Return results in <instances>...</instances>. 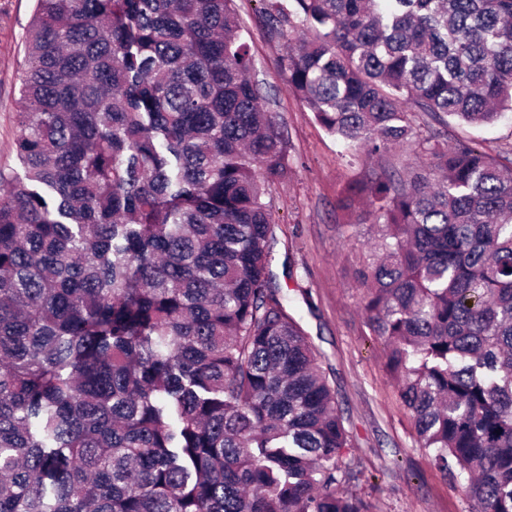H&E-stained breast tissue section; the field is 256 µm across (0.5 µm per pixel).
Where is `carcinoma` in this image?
I'll list each match as a JSON object with an SVG mask.
<instances>
[{
    "instance_id": "carcinoma-1",
    "label": "carcinoma",
    "mask_w": 512,
    "mask_h": 512,
    "mask_svg": "<svg viewBox=\"0 0 512 512\" xmlns=\"http://www.w3.org/2000/svg\"><path fill=\"white\" fill-rule=\"evenodd\" d=\"M236 0H34L0 171V512H370L271 286L286 146ZM288 85L367 157L365 311L433 466L512 512V172L422 112L512 111V0H261ZM414 162L422 167H426L430 162L429 157L422 154L415 145L400 147L382 160V164L396 169H402L404 164Z\"/></svg>"
}]
</instances>
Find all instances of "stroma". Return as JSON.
<instances>
[{
	"mask_svg": "<svg viewBox=\"0 0 512 512\" xmlns=\"http://www.w3.org/2000/svg\"><path fill=\"white\" fill-rule=\"evenodd\" d=\"M242 34L255 62L264 104L275 113L288 150V175L267 186L277 243L276 286L312 343L336 389L358 458L350 484L370 512H470L460 485L420 448L414 422L385 368L386 350L368 325L363 274L370 258L367 209L347 215L343 189L370 177L375 163L346 148L290 90L279 62L284 39L270 36L259 0H238ZM34 0H0V169L20 172L15 151L19 74ZM449 140L470 142L512 167V114L474 127L449 120ZM308 289L303 303L300 289Z\"/></svg>",
	"mask_w": 512,
	"mask_h": 512,
	"instance_id": "1",
	"label": "stroma"
}]
</instances>
